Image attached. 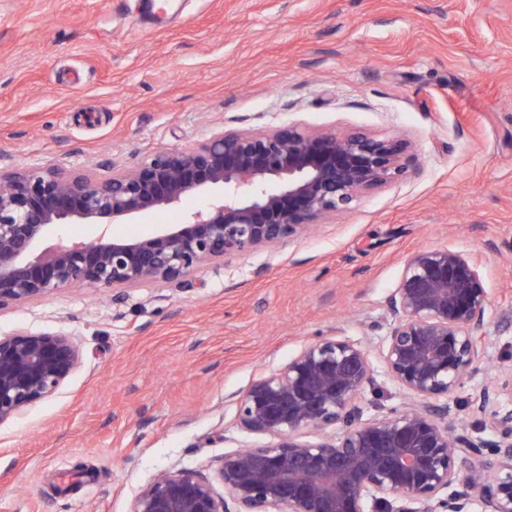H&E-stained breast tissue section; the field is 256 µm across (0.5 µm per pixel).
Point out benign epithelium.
I'll return each mask as SVG.
<instances>
[{"label":"benign epithelium","instance_id":"1","mask_svg":"<svg viewBox=\"0 0 512 512\" xmlns=\"http://www.w3.org/2000/svg\"><path fill=\"white\" fill-rule=\"evenodd\" d=\"M412 143L288 124L222 129L109 174L63 166L0 168V308L75 284L125 288L182 281L201 264L283 243L406 177ZM208 195L179 224L140 237L111 225ZM98 224L89 240L59 232ZM489 294L481 259L453 247L405 260L386 299L379 356L411 401L355 422L373 382L361 344L319 339L237 398L242 430L274 442L224 455L211 475L168 471L129 512H512V368L475 398L497 439L450 431L448 400L486 361ZM80 365L72 337L0 336V424L54 397ZM319 432L316 442L303 440ZM220 483L224 493L216 490Z\"/></svg>","mask_w":512,"mask_h":512}]
</instances>
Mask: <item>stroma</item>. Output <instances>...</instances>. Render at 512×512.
Returning <instances> with one entry per match:
<instances>
[{"mask_svg": "<svg viewBox=\"0 0 512 512\" xmlns=\"http://www.w3.org/2000/svg\"><path fill=\"white\" fill-rule=\"evenodd\" d=\"M0 0V165L106 173L222 128L400 135L414 172L298 238L181 284L76 285L0 308V336L64 333L81 364L0 425V512H129L163 470L270 444L234 395L306 343L377 353L413 251L478 252L483 338L512 365V0ZM474 372L449 423L495 439ZM407 398L376 364L359 420Z\"/></svg>", "mask_w": 512, "mask_h": 512, "instance_id": "obj_1", "label": "stroma"}]
</instances>
